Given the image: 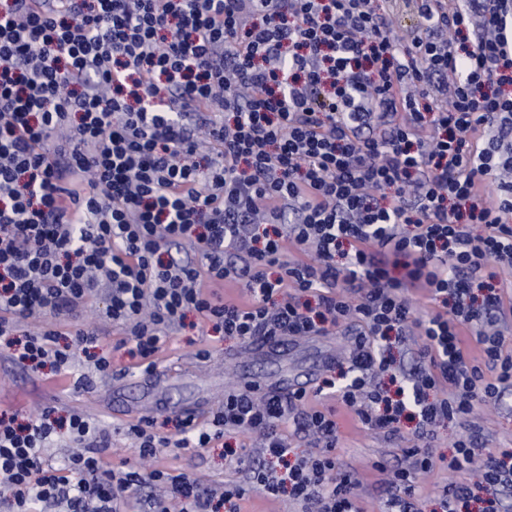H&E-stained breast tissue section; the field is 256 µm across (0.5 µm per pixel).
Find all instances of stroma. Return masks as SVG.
I'll return each instance as SVG.
<instances>
[{
    "instance_id": "1",
    "label": "stroma",
    "mask_w": 512,
    "mask_h": 512,
    "mask_svg": "<svg viewBox=\"0 0 512 512\" xmlns=\"http://www.w3.org/2000/svg\"><path fill=\"white\" fill-rule=\"evenodd\" d=\"M83 319L102 330L104 338L99 350L111 359V373L94 377L90 388L78 389L73 385V376L85 372L84 361H77L70 375L48 369L35 372L15 362L9 350L0 349V411H16L25 416L42 406L52 405L61 415L82 412L111 430L112 446L104 454L109 466L117 468L126 462L136 463V450L127 429L145 418L146 413L139 408L119 410L113 405L117 393H124L131 399L138 395L130 377L131 361L124 349L117 346L118 341L125 338L126 330L107 318L105 303L100 298L88 303ZM350 345V337L335 331L327 336L291 340L259 353L251 343L203 335L197 317L188 315L183 325L168 336L157 355L159 370L165 377L160 390L169 408L167 412L155 413L154 418L161 423L166 418L190 413L196 423L205 424L223 402L225 390L243 386L250 380L260 381L274 390L286 381H295L307 390H314L328 373L321 359L323 351L329 349L339 356ZM202 348L207 350V358H198L197 352ZM315 404L320 408L335 407L339 424V443L335 449L338 461L359 479L364 512H381L386 494L373 465L380 460L397 464L403 448L410 443L414 424H403L399 438L389 439L364 428L351 411L335 406L331 397L319 396ZM475 427L485 436V453L497 455L502 450L512 449V395L499 405L481 408L469 418L438 428L432 443L434 454L450 455L451 440L468 434ZM228 448L243 449L246 464L259 460L247 436L228 432L210 448L160 449L157 464L170 473H185L206 485H221L243 477L242 468L225 459L224 451Z\"/></svg>"
}]
</instances>
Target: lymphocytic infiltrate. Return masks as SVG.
<instances>
[{"label": "lymphocytic infiltrate", "mask_w": 512, "mask_h": 512, "mask_svg": "<svg viewBox=\"0 0 512 512\" xmlns=\"http://www.w3.org/2000/svg\"><path fill=\"white\" fill-rule=\"evenodd\" d=\"M419 28L404 38L399 8ZM191 243L202 260L174 258ZM512 0H0V345L37 370L111 371L82 320L106 292L146 372L187 314L251 342L328 335L354 321L346 368L321 390L388 436L416 420L383 512H421L417 477L471 470L442 512L512 500V453L479 432L434 457L439 426L512 390ZM244 285L239 305L218 291ZM440 308L415 317L411 295ZM74 321L18 335L34 317ZM422 340L404 371L392 349ZM301 389L233 388L177 439L129 426L138 456L257 436L246 484L107 466L111 434L54 408L0 412V512H240L247 491L301 512H362L334 450L336 413ZM294 424L311 449L294 454ZM73 447L43 462L59 431Z\"/></svg>", "instance_id": "lymphocytic-infiltrate-1"}]
</instances>
